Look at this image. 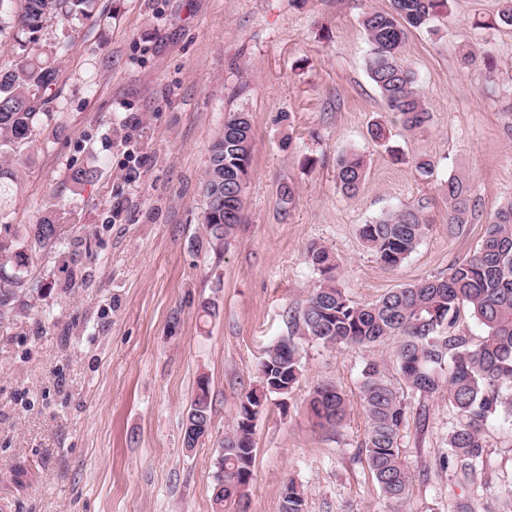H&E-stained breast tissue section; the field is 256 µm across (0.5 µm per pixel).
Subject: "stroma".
<instances>
[{
	"label": "stroma",
	"mask_w": 512,
	"mask_h": 512,
	"mask_svg": "<svg viewBox=\"0 0 512 512\" xmlns=\"http://www.w3.org/2000/svg\"><path fill=\"white\" fill-rule=\"evenodd\" d=\"M390 0H94L70 41L47 109L65 126L35 143L21 194L7 209L33 224L55 203L73 229L40 254L42 283L0 331V512H215L220 444L240 400L260 387L270 345L319 283L310 244L340 262L339 285L371 302L446 275L473 254L512 197V28L489 30L501 0H449L402 49L431 112L404 130L369 78L361 20ZM489 60L461 62L463 45ZM230 110L254 119L242 221L223 252L201 222L209 149ZM381 123L386 140L368 129ZM364 156L363 190L336 185V158ZM431 157L421 178L412 161ZM90 167L81 188L71 167ZM466 177L479 216L449 229L445 185ZM291 186V202L281 199ZM425 201L430 230L394 270L369 252L361 225ZM396 342L368 349L300 344L302 376L287 400L269 396L254 421L248 512H280L288 481L305 512H389L364 455L359 398L367 363L398 386L407 422L400 447L412 472L401 512H502L512 487V415L484 426L483 463L443 466L458 417L447 394L404 387ZM211 433L183 443L199 380ZM321 381L349 399L336 431L307 405Z\"/></svg>",
	"instance_id": "stroma-1"
}]
</instances>
